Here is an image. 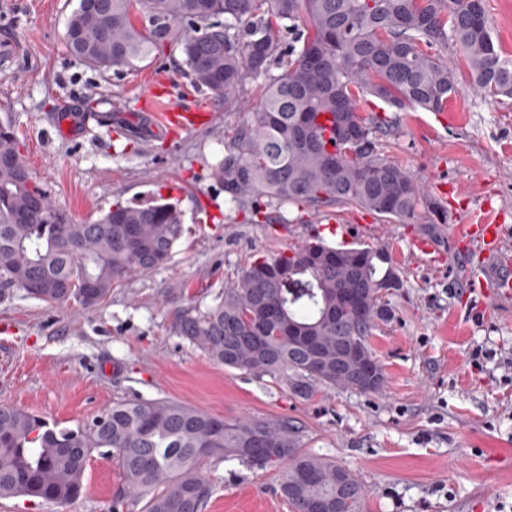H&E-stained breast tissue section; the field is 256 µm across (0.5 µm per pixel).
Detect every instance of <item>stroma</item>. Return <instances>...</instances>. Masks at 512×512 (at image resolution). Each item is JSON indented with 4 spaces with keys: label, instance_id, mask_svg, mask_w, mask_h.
<instances>
[{
    "label": "stroma",
    "instance_id": "35a3bbf8",
    "mask_svg": "<svg viewBox=\"0 0 512 512\" xmlns=\"http://www.w3.org/2000/svg\"><path fill=\"white\" fill-rule=\"evenodd\" d=\"M76 0H0V41L21 52L0 64V119L10 118L23 153L53 205L77 224L118 201L160 195L177 201L190 233L167 265L117 283L89 310L0 297V405L66 426L122 400L165 399L216 417L279 418L302 426L301 446L349 468L365 490L362 512H512V303L476 300L467 269L429 265L412 247L422 234L451 252L462 225H512V98L477 93L455 44L439 52L456 65L457 91L442 112L398 109L371 98L363 115L390 122L381 152L408 168L446 219L387 223L357 208L312 214L294 204L253 216L224 199L209 166L224 137L259 105L241 110L195 90L182 57L164 51L134 71L101 73L78 64L64 41ZM171 78L185 105H207L213 122L174 143L139 145L112 132L116 115L138 109L150 74ZM383 248L404 286L390 296L388 323L371 345L382 363L381 392L318 387L292 395L284 382L214 362L177 335L180 307L212 298L257 258L316 234ZM213 490L204 512H291L277 474L234 460H209ZM122 477L93 453L84 490L67 504L0 498V512H110Z\"/></svg>",
    "mask_w": 512,
    "mask_h": 512
}]
</instances>
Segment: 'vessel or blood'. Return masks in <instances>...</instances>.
<instances>
[{
    "mask_svg": "<svg viewBox=\"0 0 512 512\" xmlns=\"http://www.w3.org/2000/svg\"><path fill=\"white\" fill-rule=\"evenodd\" d=\"M166 76L157 74L145 86L143 98L148 103L142 115L156 138L197 129L209 124V110L183 109L167 95ZM458 253L467 264L481 268L479 276L470 280L471 288L480 294H494L503 300L512 299V234L501 224H471L458 240Z\"/></svg>",
    "mask_w": 512,
    "mask_h": 512,
    "instance_id": "obj_1",
    "label": "vessel or blood"
}]
</instances>
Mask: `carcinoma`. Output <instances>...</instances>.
Listing matches in <instances>:
<instances>
[{"label": "carcinoma", "instance_id": "1", "mask_svg": "<svg viewBox=\"0 0 512 512\" xmlns=\"http://www.w3.org/2000/svg\"><path fill=\"white\" fill-rule=\"evenodd\" d=\"M487 0H77L65 42L99 71L137 67L167 47L193 84L241 106L259 81L258 111L238 124L210 178L240 209L293 203L319 214L337 205L387 221L421 206L442 224L439 204L413 175L381 153L386 119L358 112L374 97L443 112L456 92L447 59L430 52L452 40L473 88L512 98V56L495 47ZM300 49L280 64L281 35ZM188 229L176 204L116 202L97 220L73 224L32 176L16 126L0 122V296L20 292L62 308L102 304L115 283L160 269ZM387 264L386 269L378 263ZM403 274L381 248H336L304 240L243 268L211 302L177 314L180 336L228 368L270 375L297 396L316 387L362 394L386 381L373 330L389 321L388 296ZM360 345L375 379L336 370V349ZM293 419L227 420L166 400L114 403L72 427L0 405V498L65 503L83 489L86 464L104 450L123 478L112 512H203L210 459L250 470L281 469L279 491L293 512H361L364 488L348 468L300 448Z\"/></svg>", "mask_w": 512, "mask_h": 512}]
</instances>
